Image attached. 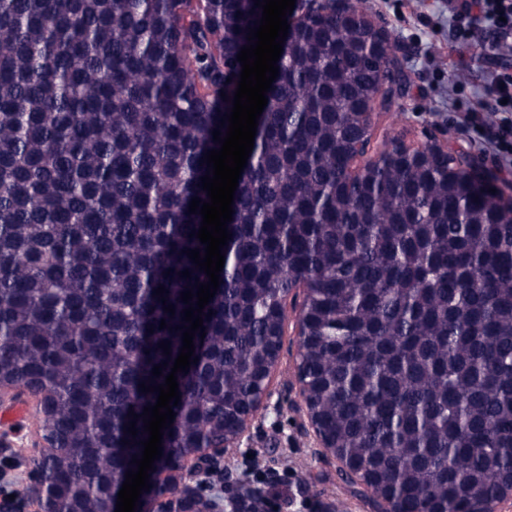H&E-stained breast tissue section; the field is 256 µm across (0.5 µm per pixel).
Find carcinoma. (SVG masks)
<instances>
[{
	"mask_svg": "<svg viewBox=\"0 0 512 512\" xmlns=\"http://www.w3.org/2000/svg\"><path fill=\"white\" fill-rule=\"evenodd\" d=\"M297 11L155 467L254 408L301 283L308 401L356 478L395 512L491 504L512 494V204L429 145L350 177L377 32L357 0ZM261 17L255 0H0V383L44 399L50 512H107L142 454L158 393L139 384L165 383L196 306L180 293L209 281L189 204L208 201L204 155ZM154 493L196 510L176 473Z\"/></svg>",
	"mask_w": 512,
	"mask_h": 512,
	"instance_id": "carcinoma-1",
	"label": "carcinoma"
}]
</instances>
